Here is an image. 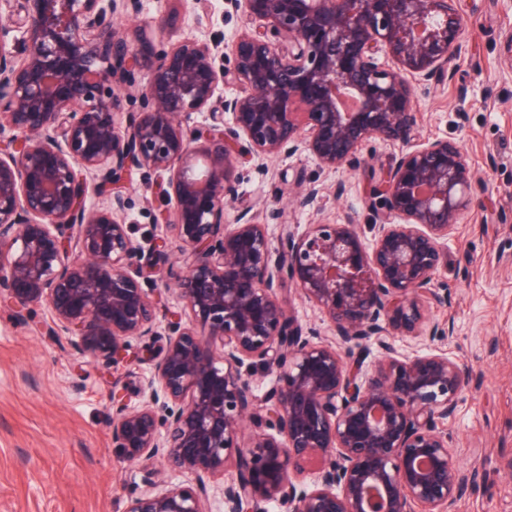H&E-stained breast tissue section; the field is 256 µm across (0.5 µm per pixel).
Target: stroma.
Segmentation results:
<instances>
[{
  "label": "stroma",
  "mask_w": 512,
  "mask_h": 512,
  "mask_svg": "<svg viewBox=\"0 0 512 512\" xmlns=\"http://www.w3.org/2000/svg\"><path fill=\"white\" fill-rule=\"evenodd\" d=\"M208 3L204 11L197 0H183L173 40L230 43L244 17L226 14L224 0ZM461 13L465 28L451 76L419 84L414 102L420 118L412 145L454 141L475 174L437 276L448 300L429 306L427 318L452 320L442 349L474 370L471 390L443 425L460 464L481 465L456 512H512V472L505 468L512 460V0H461ZM400 153L399 144L374 139L364 164L344 169L320 167L305 152L262 166L246 160L239 198L224 219L235 223L245 207L258 212L274 200L283 218L270 222L271 237L284 223L299 236L311 224L351 219L372 242L376 218L364 198ZM312 183L320 193L300 207L296 197ZM125 193L136 240L145 247L166 241V264L181 274L166 225L151 219L165 210L164 200L137 170ZM49 319L42 306L25 323L0 309V512H126L152 477L112 446V387L127 384L128 406L141 405L155 362L139 339L124 362L91 364L68 336L46 334Z\"/></svg>",
  "instance_id": "1"
}]
</instances>
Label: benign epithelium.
Here are the masks:
<instances>
[{
    "mask_svg": "<svg viewBox=\"0 0 512 512\" xmlns=\"http://www.w3.org/2000/svg\"><path fill=\"white\" fill-rule=\"evenodd\" d=\"M227 2L250 24L227 51L162 38L144 54L146 30L166 33L176 9L121 30L115 13L138 15L140 0H22L17 19L0 18V302L44 306L47 331L104 366L152 339L150 399L112 397V444L163 483L128 512H208L218 478L224 512H455L470 476L439 423L471 370L442 352L400 356L389 337L415 333L424 299L442 300L443 243L474 179L454 142L408 147L413 82L445 77L459 47L457 0ZM225 84L240 94L218 98ZM193 112L207 121L185 123ZM372 138L405 150L365 197L385 220L371 245L351 219L298 238L284 224L276 245L254 214L224 222L244 157L302 148L338 169ZM133 169L167 175L161 219L185 260L186 321L162 331L139 279L163 271L141 263L127 223ZM90 179L108 208L87 205ZM291 284L328 334L298 325ZM259 368L274 376L261 399ZM168 467L195 483H166Z\"/></svg>",
    "mask_w": 512,
    "mask_h": 512,
    "instance_id": "7a95c632",
    "label": "benign epithelium"
}]
</instances>
